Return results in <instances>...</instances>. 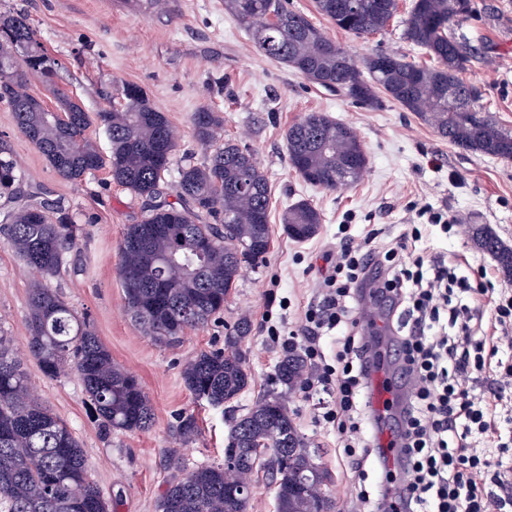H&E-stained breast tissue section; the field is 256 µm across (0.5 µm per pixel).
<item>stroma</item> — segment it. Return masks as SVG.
<instances>
[{
	"label": "stroma",
	"instance_id": "35a3bbf8",
	"mask_svg": "<svg viewBox=\"0 0 512 512\" xmlns=\"http://www.w3.org/2000/svg\"><path fill=\"white\" fill-rule=\"evenodd\" d=\"M411 2L398 0V17L385 32L357 38L318 14L314 0H289L292 9L306 13L354 59L386 52L421 64L427 56L404 39L400 22ZM9 7L25 12L39 41L60 64L58 86L85 111L119 103L123 84L140 86L179 136L176 169L204 161L190 116L209 106L223 115L225 137L254 152L272 189V243L263 263L244 271L219 320L186 330L175 343H159L125 312L118 278V245L127 226L142 220L144 200L115 184L105 169L77 183L61 179L17 131L9 105L0 101V142L28 180L75 214L81 228L66 268L47 284L87 317L113 361L139 380L154 410L148 430L105 433L75 370L50 379L34 358L24 359L36 396L68 424L84 448L90 477L111 512H157L173 478L166 466L169 453L190 467L223 463L233 417L263 394L283 354L262 321L265 307H272L281 335L297 329L323 276L322 254L335 248L343 230L357 236L365 225L375 224L384 239L392 240L416 223L421 247L462 263L473 287L512 282L474 247L468 232L469 225L488 224L512 243V162L452 146L390 98L366 106L311 84L256 49L244 25L225 10L224 0H161L145 14L112 12L102 0H0V10ZM471 7L470 15L451 27L471 52L465 77L481 91L484 111L512 130V0H471ZM311 112L326 113L358 134L368 169L357 183L326 191L304 182L290 166L286 132ZM301 200L322 215L319 232L304 242L288 237L281 222L282 212ZM423 205L457 214L456 231L447 234L419 222L415 210ZM33 280L15 252L0 245V334L18 349L25 346ZM243 316L251 321L243 346L249 389L219 409L197 403L182 381L184 365L200 352L223 347L225 326ZM288 407L302 434L321 449V462L331 476L327 493L341 512L354 488L335 432L320 424L317 399L301 390L289 394ZM186 414L195 415L199 426L187 443L177 436L179 418Z\"/></svg>",
	"mask_w": 512,
	"mask_h": 512
}]
</instances>
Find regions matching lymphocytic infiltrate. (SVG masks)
Segmentation results:
<instances>
[{
  "instance_id": "f902f5d3",
  "label": "lymphocytic infiltrate",
  "mask_w": 512,
  "mask_h": 512,
  "mask_svg": "<svg viewBox=\"0 0 512 512\" xmlns=\"http://www.w3.org/2000/svg\"><path fill=\"white\" fill-rule=\"evenodd\" d=\"M380 229L362 241L341 238L315 301L300 319L298 335L309 372L305 395H325L326 423L357 478L366 464L381 472L377 495L357 491L347 512H507L512 507V446L505 440L512 408V289L471 288L444 257L424 264L416 257L418 234L380 242ZM494 302L493 333L474 336L473 313L481 298ZM386 303L397 321L398 369L405 389L392 417L398 446L388 458L369 405L370 376L382 355L375 339L358 334L364 301ZM336 339L335 363H327L324 337ZM489 386L476 391L474 376Z\"/></svg>"
}]
</instances>
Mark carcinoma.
<instances>
[{"instance_id": "carcinoma-1", "label": "carcinoma", "mask_w": 512, "mask_h": 512, "mask_svg": "<svg viewBox=\"0 0 512 512\" xmlns=\"http://www.w3.org/2000/svg\"><path fill=\"white\" fill-rule=\"evenodd\" d=\"M317 11L336 28L355 36L384 31L397 0H315ZM270 59L310 82L372 105L384 93L467 152L512 161V131L479 105L481 91L462 78L470 61L467 45L451 26L468 17L470 0H413L403 19L404 39L424 50L434 64H415L398 54L366 58L365 69L316 27L288 7V0H224ZM29 49L16 64L0 63V99L8 103L18 131L62 179L83 180L101 169L145 198L144 219L127 227L119 246L118 275L124 308L145 335L175 341L190 328L208 324L224 311L244 268L270 249V186L250 150L224 140V117L208 106L192 112L194 137L205 161L178 168L176 201L159 200L170 172L176 136L167 116L153 108L142 89L122 86L123 103L90 115L56 86L49 62L24 14L0 11V56ZM33 79L50 88L56 106L27 92ZM111 143L102 154L86 137L92 124ZM288 161L302 179L325 190L359 181L367 170L363 145L350 126L311 112L288 127ZM24 200L0 220V242L37 271L28 297L27 348L42 373L57 378L69 363L105 431L148 429L153 409L137 378L112 361L93 326L43 279L57 275L78 245L75 218L56 220L49 199L26 182L6 148L0 147V198ZM282 224L292 239L317 234L320 212L309 202L288 206ZM476 248L490 255L512 278V245L488 224H472ZM251 323L242 317L224 336V350L202 351L182 370L198 402L220 408L250 386L242 343ZM308 366L288 350L274 367L265 393L233 419L224 463L185 467L173 454L178 475L158 503L159 512H248L251 477L263 471L274 484L276 512H332L325 492L330 479L295 423L287 395ZM0 512H110V504L89 477L79 440L32 393L22 359L0 336Z\"/></svg>"}]
</instances>
